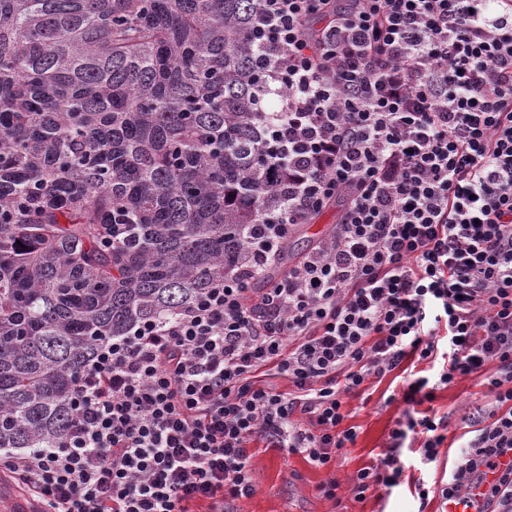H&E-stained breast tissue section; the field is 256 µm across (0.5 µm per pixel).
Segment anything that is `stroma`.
Wrapping results in <instances>:
<instances>
[{"instance_id": "obj_1", "label": "stroma", "mask_w": 512, "mask_h": 512, "mask_svg": "<svg viewBox=\"0 0 512 512\" xmlns=\"http://www.w3.org/2000/svg\"><path fill=\"white\" fill-rule=\"evenodd\" d=\"M495 371L491 363L480 374L459 378L436 390L433 409L446 417L448 439L436 461L424 467L419 464L417 448H402L404 472L398 486L367 492L361 501L346 486L355 471L378 462L391 445V432L405 405L402 380L389 374L369 379L349 398L350 422L356 426L358 437L353 446L344 449L335 471L315 468L299 454L286 455L276 448L253 449L250 469L255 492L237 501L238 512H441V484L476 436V426L469 417L494 403L487 380ZM332 476L340 487L336 497L328 498L318 487ZM420 480L429 490L424 501L415 491Z\"/></svg>"}]
</instances>
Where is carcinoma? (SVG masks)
<instances>
[{
	"label": "carcinoma",
	"mask_w": 512,
	"mask_h": 512,
	"mask_svg": "<svg viewBox=\"0 0 512 512\" xmlns=\"http://www.w3.org/2000/svg\"><path fill=\"white\" fill-rule=\"evenodd\" d=\"M259 0H0V448L100 342L246 257L276 205Z\"/></svg>",
	"instance_id": "1"
}]
</instances>
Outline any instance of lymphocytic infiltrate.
<instances>
[{"mask_svg":"<svg viewBox=\"0 0 512 512\" xmlns=\"http://www.w3.org/2000/svg\"><path fill=\"white\" fill-rule=\"evenodd\" d=\"M252 39L283 119L287 181L248 244L280 264L288 229L333 205V232L254 294L233 268L167 319L110 337L73 377L57 444L0 453L44 512H234L261 443L331 468L355 443L345 398L409 359L395 450L351 477L398 485L396 450L434 462L436 386L497 366L494 405L440 489L512 512V0H260ZM321 27H312V20ZM293 392L261 384L267 372Z\"/></svg>","mask_w":512,"mask_h":512,"instance_id":"lymphocytic-infiltrate-1","label":"lymphocytic infiltrate"}]
</instances>
